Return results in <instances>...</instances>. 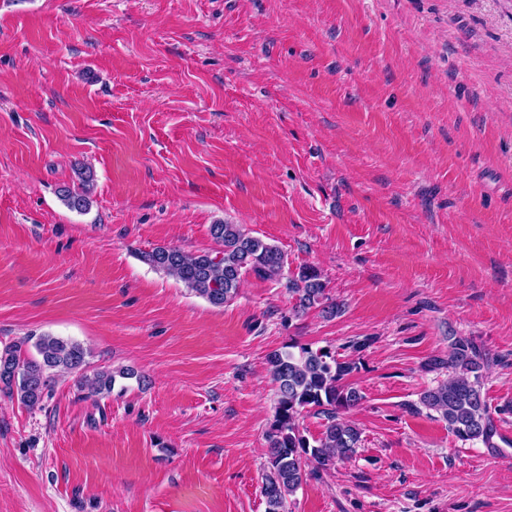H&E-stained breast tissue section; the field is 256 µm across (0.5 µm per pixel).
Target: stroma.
<instances>
[{
  "instance_id": "35a3bbf8",
  "label": "stroma",
  "mask_w": 512,
  "mask_h": 512,
  "mask_svg": "<svg viewBox=\"0 0 512 512\" xmlns=\"http://www.w3.org/2000/svg\"><path fill=\"white\" fill-rule=\"evenodd\" d=\"M81 164L85 213L57 195ZM224 221L342 312L252 276L215 306L140 258ZM44 333L118 377L0 396V512H265L290 344L355 359L363 396L357 454L291 512H512V0H0V346ZM459 336L487 444L419 403Z\"/></svg>"
}]
</instances>
